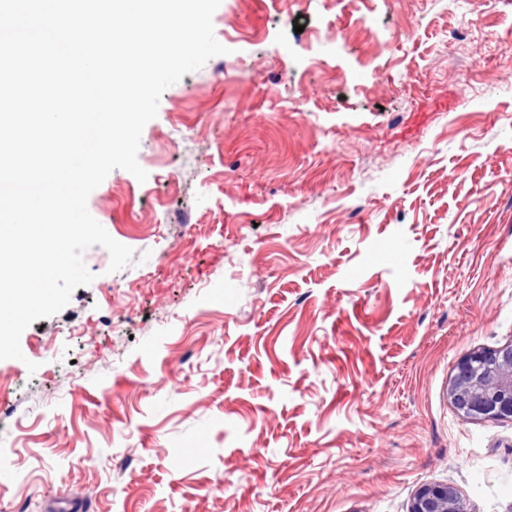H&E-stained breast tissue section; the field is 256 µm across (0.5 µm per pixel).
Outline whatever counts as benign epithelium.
I'll return each instance as SVG.
<instances>
[{
	"label": "benign epithelium",
	"mask_w": 512,
	"mask_h": 512,
	"mask_svg": "<svg viewBox=\"0 0 512 512\" xmlns=\"http://www.w3.org/2000/svg\"><path fill=\"white\" fill-rule=\"evenodd\" d=\"M487 354L473 353L462 358L457 368L471 369L466 379L452 382V402L462 401L468 415L475 418H512V352L495 356L485 364ZM410 512H465L458 492L446 484H425L415 493Z\"/></svg>",
	"instance_id": "1"
}]
</instances>
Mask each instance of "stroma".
<instances>
[{"mask_svg":"<svg viewBox=\"0 0 512 512\" xmlns=\"http://www.w3.org/2000/svg\"><path fill=\"white\" fill-rule=\"evenodd\" d=\"M363 24L341 51L337 29ZM90 214L133 262L0 360V512H512V0H221ZM39 368L29 372L27 362ZM488 354L477 352L462 358L458 370L472 369L466 379L453 381L449 396L455 404L463 401L468 416L475 418H512V352L495 356L490 365L485 364ZM410 512H465L458 492L448 484H425L415 493Z\"/></svg>","mask_w":512,"mask_h":512,"instance_id":"obj_1","label":"stroma"}]
</instances>
